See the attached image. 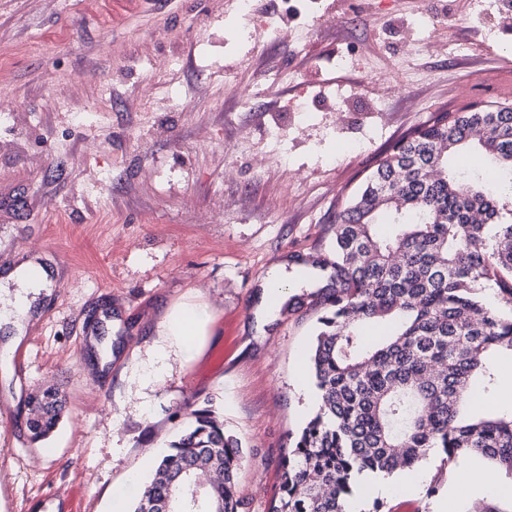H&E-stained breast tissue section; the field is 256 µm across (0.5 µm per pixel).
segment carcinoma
<instances>
[{
    "instance_id": "cac0c4a2",
    "label": "carcinoma",
    "mask_w": 512,
    "mask_h": 512,
    "mask_svg": "<svg viewBox=\"0 0 512 512\" xmlns=\"http://www.w3.org/2000/svg\"><path fill=\"white\" fill-rule=\"evenodd\" d=\"M474 154L480 164L458 160ZM393 233L381 237L376 226ZM330 265L315 282L323 314L308 355L317 403L280 462L268 512H349L363 475L411 470L440 450L446 464L486 461L512 476V411L471 412L496 359L512 357V312L480 297L496 286L512 305V107L443 112L401 140L339 215ZM388 332L375 340L365 328ZM63 400H30L39 441ZM241 443L209 409L191 421L139 486L131 512H240ZM199 488V506L179 485Z\"/></svg>"
}]
</instances>
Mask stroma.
Segmentation results:
<instances>
[{
  "label": "stroma",
  "instance_id": "1",
  "mask_svg": "<svg viewBox=\"0 0 512 512\" xmlns=\"http://www.w3.org/2000/svg\"><path fill=\"white\" fill-rule=\"evenodd\" d=\"M505 0H253L282 39L257 42L238 0H0V299L39 263L17 337L0 329V512H60L81 489L149 476L208 408L242 444L241 512H267L279 462L315 408L308 351L323 312L294 267L330 257L336 216L381 156L438 113L512 102ZM435 17L431 26L422 16ZM350 54L352 63L336 61ZM196 98L179 112L165 97ZM86 111L75 115L73 102ZM292 310L255 312L273 266ZM178 305L207 335L158 336ZM175 360L151 365L158 343ZM66 407L32 442L28 401ZM476 457L421 463L417 491L385 512H512V496L456 490ZM435 496H428L431 485Z\"/></svg>",
  "mask_w": 512,
  "mask_h": 512
}]
</instances>
